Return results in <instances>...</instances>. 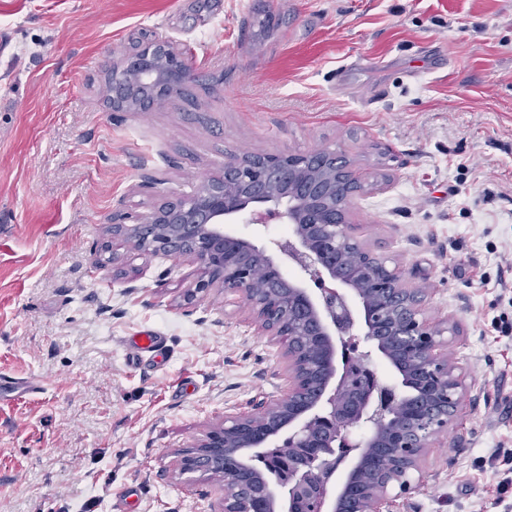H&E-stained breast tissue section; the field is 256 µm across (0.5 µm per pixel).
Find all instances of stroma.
Masks as SVG:
<instances>
[{
	"label": "stroma",
	"mask_w": 512,
	"mask_h": 512,
	"mask_svg": "<svg viewBox=\"0 0 512 512\" xmlns=\"http://www.w3.org/2000/svg\"><path fill=\"white\" fill-rule=\"evenodd\" d=\"M271 15L269 35L247 19ZM179 45L182 97L116 112L107 74L139 37ZM333 150L363 189L366 250L423 288L465 375L460 410L391 512H512V0H0V512H211L176 453L281 398L282 345L186 259L114 240L229 158ZM164 336L169 361L127 339Z\"/></svg>",
	"instance_id": "35a3bbf8"
}]
</instances>
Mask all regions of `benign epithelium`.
Instances as JSON below:
<instances>
[{
	"instance_id": "obj_1",
	"label": "benign epithelium",
	"mask_w": 512,
	"mask_h": 512,
	"mask_svg": "<svg viewBox=\"0 0 512 512\" xmlns=\"http://www.w3.org/2000/svg\"><path fill=\"white\" fill-rule=\"evenodd\" d=\"M183 52L163 37H143L112 67V109L136 112L170 102L191 81ZM297 156L256 162L232 157L224 175L174 202L162 203L127 224H112V238L139 251V230L155 225L146 252L189 258L198 266L195 289H224L250 309L253 323L284 351L288 394L255 401L252 412L212 425L177 451L179 472L198 473L222 492L213 512H389L390 490L411 489L423 474L436 436L459 412L464 382L448 357L447 332L458 324H436L423 315L425 292L403 286V272L367 251L355 268L339 272L353 240L336 202L320 208L295 191ZM250 211L258 221L275 216L292 237L273 253L224 231V220ZM302 272L259 286L254 265L281 271L282 258ZM358 300L353 314L348 296ZM359 327L364 340L400 379L399 388L379 386L374 371L345 349L344 335ZM361 427L363 440L347 432ZM290 451L288 481L254 479L250 461L273 440ZM373 448H392V461L371 479L366 458Z\"/></svg>"
}]
</instances>
